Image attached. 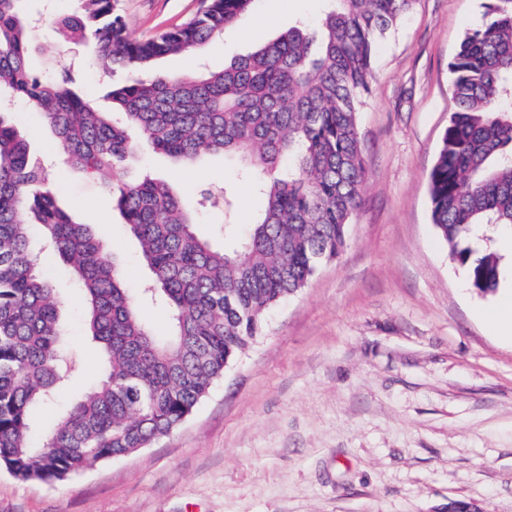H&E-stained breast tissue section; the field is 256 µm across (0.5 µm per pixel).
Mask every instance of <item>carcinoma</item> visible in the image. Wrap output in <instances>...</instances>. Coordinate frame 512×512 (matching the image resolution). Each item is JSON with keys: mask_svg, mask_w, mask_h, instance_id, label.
Wrapping results in <instances>:
<instances>
[{"mask_svg": "<svg viewBox=\"0 0 512 512\" xmlns=\"http://www.w3.org/2000/svg\"><path fill=\"white\" fill-rule=\"evenodd\" d=\"M24 0H0V100L28 104L54 131L71 165L104 178L144 138L178 163L222 153L264 200L248 233L217 248L168 182H112L115 207L149 270L148 300L167 309L157 335L124 286L109 243L61 207L47 172L0 111V467L53 484L94 462L132 455L179 427L259 335L266 311L306 287L344 247L365 167L358 114L376 42L415 0H326L318 30L301 25L258 44L220 71L171 74L163 58L201 54L250 14L256 0H208L181 27L129 38L116 0H78L57 20L64 44L95 46L90 60L142 77L112 87V109L29 64ZM486 21L450 63V117L430 172L431 220L477 291L494 292L500 260L471 245L486 228L512 227V0H488ZM40 248L66 263L82 292L103 378L56 408L37 445L34 414L78 376L63 350L53 283Z\"/></svg>", "mask_w": 512, "mask_h": 512, "instance_id": "1", "label": "carcinoma"}]
</instances>
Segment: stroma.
<instances>
[{
    "label": "stroma",
    "instance_id": "35a3bbf8",
    "mask_svg": "<svg viewBox=\"0 0 512 512\" xmlns=\"http://www.w3.org/2000/svg\"><path fill=\"white\" fill-rule=\"evenodd\" d=\"M486 0H415L376 47L359 114L362 201L340 254L306 287L270 308L261 333L169 435L131 456L97 462L53 483L21 482L0 468V512H512V340L494 312L512 294V252L496 292L482 294L448 256L431 222L429 174L452 110L449 65L466 32L485 21ZM206 0H117L129 35L148 39L200 12ZM35 17L31 65L47 78L71 69L75 87L109 107L129 73L84 63L55 22L76 0H25ZM324 0H257L202 56H171L160 70H220L237 54L297 22L316 25ZM8 118L48 167L61 204L94 225L120 263L130 293L148 277L103 180L68 165L53 130L25 103ZM231 164L212 154L175 163L140 143L116 166L131 181L150 172L171 184L197 218V233L224 246L219 227L244 230L263 207L250 183L225 184ZM66 328L80 350V388L102 378L86 333L81 292L66 266L41 254Z\"/></svg>",
    "mask_w": 512,
    "mask_h": 512
}]
</instances>
